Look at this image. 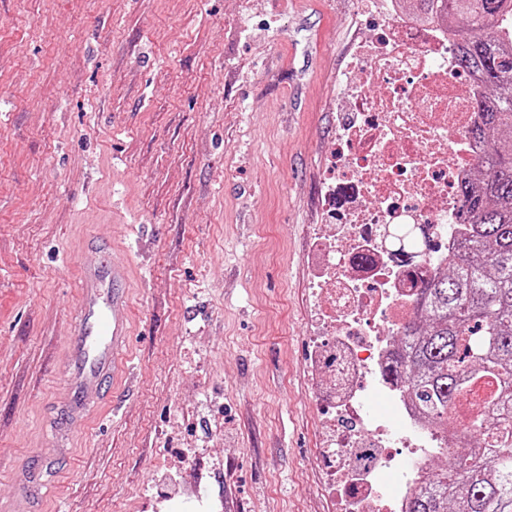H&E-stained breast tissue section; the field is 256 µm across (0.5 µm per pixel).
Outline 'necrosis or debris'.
<instances>
[{
	"mask_svg": "<svg viewBox=\"0 0 512 512\" xmlns=\"http://www.w3.org/2000/svg\"><path fill=\"white\" fill-rule=\"evenodd\" d=\"M457 43L443 16L424 22L406 0H382L366 57L347 78L350 112L336 132V175L324 186L310 257L318 312L307 337L332 512H406L444 445L391 376V339L414 320L419 288L445 270L467 229L460 189L481 161L466 135L479 120V85L458 66ZM405 224L424 240L406 263L394 257Z\"/></svg>",
	"mask_w": 512,
	"mask_h": 512,
	"instance_id": "4bbe7bcc",
	"label": "necrosis or debris"
}]
</instances>
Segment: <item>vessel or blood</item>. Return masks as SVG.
Listing matches in <instances>:
<instances>
[{
	"label": "vessel or blood",
	"mask_w": 512,
	"mask_h": 512,
	"mask_svg": "<svg viewBox=\"0 0 512 512\" xmlns=\"http://www.w3.org/2000/svg\"><path fill=\"white\" fill-rule=\"evenodd\" d=\"M92 247L98 259L82 271L76 318L66 345L63 411L47 425L45 453L52 457L69 456L75 429L120 377L130 347L129 266L113 257L110 243L96 241ZM54 487L51 470H22L17 478V512H34V504L49 497Z\"/></svg>",
	"instance_id": "1"
}]
</instances>
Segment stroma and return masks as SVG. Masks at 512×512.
<instances>
[{"mask_svg": "<svg viewBox=\"0 0 512 512\" xmlns=\"http://www.w3.org/2000/svg\"><path fill=\"white\" fill-rule=\"evenodd\" d=\"M375 0H0V506L328 512L304 364L307 256ZM133 266L134 361L72 457L77 281ZM201 488L210 508L189 498ZM54 474L47 468L24 469L17 478L16 505L10 512H37L30 504H39L50 496L55 487Z\"/></svg>", "mask_w": 512, "mask_h": 512, "instance_id": "stroma-1", "label": "stroma"}]
</instances>
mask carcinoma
Here are the masks:
<instances>
[{
    "label": "carcinoma",
    "mask_w": 512,
    "mask_h": 512,
    "mask_svg": "<svg viewBox=\"0 0 512 512\" xmlns=\"http://www.w3.org/2000/svg\"><path fill=\"white\" fill-rule=\"evenodd\" d=\"M466 31L457 62L487 86L472 101L481 122L482 177L461 189L475 227L448 258V272L420 288L417 321L396 342L400 376L420 408L448 428V409L475 405L474 449L436 468L407 512H512V0H444Z\"/></svg>",
    "instance_id": "1"
}]
</instances>
